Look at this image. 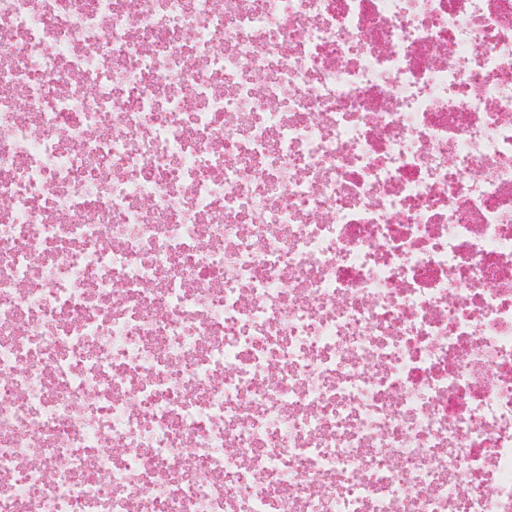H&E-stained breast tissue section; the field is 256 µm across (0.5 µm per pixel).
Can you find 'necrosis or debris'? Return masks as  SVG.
Returning a JSON list of instances; mask_svg holds the SVG:
<instances>
[{"instance_id": "obj_1", "label": "necrosis or debris", "mask_w": 512, "mask_h": 512, "mask_svg": "<svg viewBox=\"0 0 512 512\" xmlns=\"http://www.w3.org/2000/svg\"><path fill=\"white\" fill-rule=\"evenodd\" d=\"M0 512H512V0H0Z\"/></svg>"}]
</instances>
